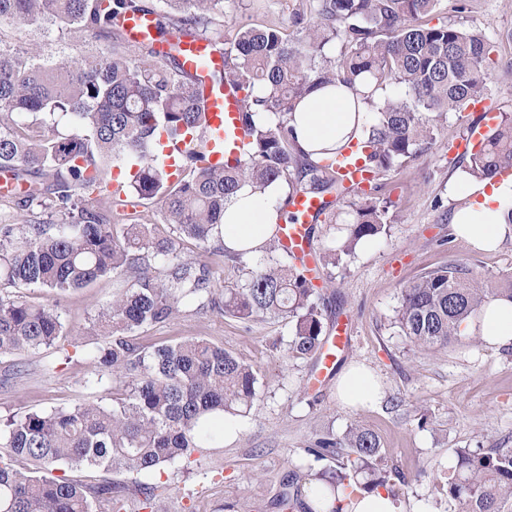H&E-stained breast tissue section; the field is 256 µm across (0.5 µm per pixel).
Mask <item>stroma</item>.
I'll use <instances>...</instances> for the list:
<instances>
[{"label": "stroma", "mask_w": 512, "mask_h": 512, "mask_svg": "<svg viewBox=\"0 0 512 512\" xmlns=\"http://www.w3.org/2000/svg\"><path fill=\"white\" fill-rule=\"evenodd\" d=\"M305 0H224L218 18L225 39L247 23L274 25L292 33V17ZM449 21L482 31L492 43L493 69L487 97L512 113V0H443L433 24ZM478 113L449 114L432 148L390 171L381 197L395 205L387 235L340 264L320 269L328 303L324 333L348 325V341L323 370L321 356L286 357L287 321L243 323L188 303L168 323L141 331L152 345L202 336L224 346L259 373L258 400L239 421L234 438L218 440L200 454L193 470L166 466L142 477L156 487L166 512H275L273 498L291 475L308 482L304 449L316 434H343L350 424L380 438L386 470L409 476L394 484L401 512H452L443 486L455 465L456 449L512 446V344L493 348L480 337L463 336L446 351H410L391 318L400 290L422 273L451 263L472 269L476 279L512 276V225L497 248L483 251L457 235L453 214L466 204L455 190L466 180V159L451 151L478 124ZM112 279L73 292L63 318L74 329L91 326L100 302L111 299ZM351 365L370 370L382 394L364 408L343 405L336 381ZM84 351L63 357L55 348L0 360V417L88 402L111 404L106 384L83 382L89 370Z\"/></svg>", "instance_id": "35a3bbf8"}]
</instances>
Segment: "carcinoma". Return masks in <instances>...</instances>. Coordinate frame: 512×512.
Here are the masks:
<instances>
[{
  "label": "carcinoma",
  "instance_id": "1",
  "mask_svg": "<svg viewBox=\"0 0 512 512\" xmlns=\"http://www.w3.org/2000/svg\"><path fill=\"white\" fill-rule=\"evenodd\" d=\"M161 2L178 33L223 39L215 17L223 0ZM441 6L442 0H313L310 13L294 15L293 37L276 27L242 26L212 81L243 91L248 149L212 168L203 157L213 137L203 91L176 56L164 60L151 48L150 59L139 60L123 37L121 21L143 10L140 0H0V170L24 186L19 196L0 197L23 210L12 223L0 221V287L55 295L43 305L0 296V357L61 343L68 336L61 300L104 277L117 282L112 301L95 315L97 346L85 379L110 380L112 405L5 418L0 512H127L123 488L110 481L87 485L73 473L100 469L135 483L168 464L189 465L224 434V416L250 412L257 372L224 346L203 337L153 346L136 341L139 330L174 319L186 303L241 322L286 319L290 357L322 350L325 299L308 269L293 261L276 233L255 255L224 247L226 204L244 187L263 195L282 183L295 194L362 199L343 213L324 203L323 223L342 225L337 243L322 254L325 266L387 233L393 204L379 198L378 181L430 150L438 123L482 99L490 77L489 39L454 22L429 25ZM33 24L86 42L102 29L113 38L103 48L45 58L1 31ZM328 87L352 94L353 124L361 130L313 158L297 144L295 113L312 91ZM62 120L74 132L60 133ZM163 133L196 141L174 181L160 159ZM354 141L371 174L361 190L344 186L335 170ZM128 158L138 169L123 185L127 195L160 204L159 218L148 224L138 216L112 223L113 210L100 199L106 169ZM509 168L512 115L504 112L468 155L466 173L493 180ZM185 238L231 264L223 290L207 261L180 255ZM502 297L512 300V277L480 284L468 267L450 264L401 289L391 324L411 346L441 352L462 336L466 319ZM304 452L314 462H335L315 473L330 493L388 489L377 463L380 439L359 424L341 436H318ZM17 458L32 468H15ZM446 495L453 512H512V447L457 449ZM276 507H303L299 489L280 493Z\"/></svg>",
  "mask_w": 512,
  "mask_h": 512
}]
</instances>
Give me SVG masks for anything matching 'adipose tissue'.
I'll return each instance as SVG.
<instances>
[{"label":"adipose tissue","instance_id":"obj_1","mask_svg":"<svg viewBox=\"0 0 512 512\" xmlns=\"http://www.w3.org/2000/svg\"><path fill=\"white\" fill-rule=\"evenodd\" d=\"M350 98V92L345 90L335 95L321 90L311 94L307 111L295 117L296 140L304 151L311 153L318 144L335 143L341 131L351 130ZM464 193L469 202L453 216L458 233L477 248L497 246L504 231V212L512 206V181L468 185ZM277 222L278 212L268 196L241 189L228 206L224 245L231 250L259 248L271 237ZM461 329L492 347L512 342V301L491 302L476 317L464 321ZM336 393L346 406L354 408L380 400L377 382L367 370L356 366L347 367L340 374Z\"/></svg>","mask_w":512,"mask_h":512}]
</instances>
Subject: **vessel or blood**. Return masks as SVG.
Masks as SVG:
<instances>
[{
    "label": "vessel or blood",
    "instance_id": "1",
    "mask_svg": "<svg viewBox=\"0 0 512 512\" xmlns=\"http://www.w3.org/2000/svg\"><path fill=\"white\" fill-rule=\"evenodd\" d=\"M123 32L129 44L153 43L160 54L177 50L181 67L193 81L205 88L209 123L216 137L207 145V162L211 165L223 164L246 147L248 137L239 113L241 96L231 86L213 88L211 75L223 71L224 55L214 48L209 40L202 37H177L165 32L161 17L153 12H139L126 15ZM337 171L344 186L367 187L368 175L361 163L347 162L338 165ZM323 208L322 202L303 194L295 195L291 210L295 222L281 224L278 236L282 245L296 263L315 269L310 239V228Z\"/></svg>",
    "mask_w": 512,
    "mask_h": 512
}]
</instances>
